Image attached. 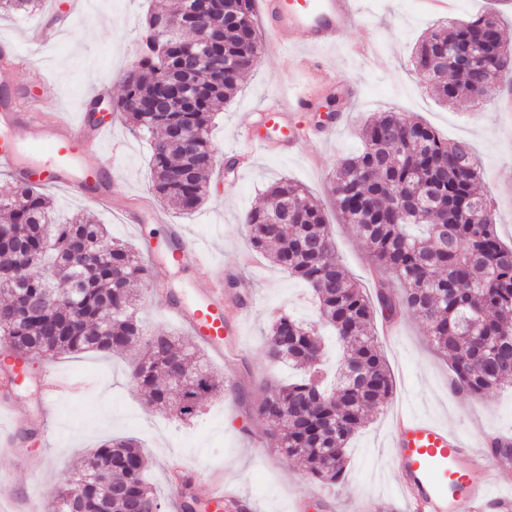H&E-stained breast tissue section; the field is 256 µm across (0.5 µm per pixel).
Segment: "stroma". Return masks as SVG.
<instances>
[{"label": "stroma", "mask_w": 512, "mask_h": 512, "mask_svg": "<svg viewBox=\"0 0 512 512\" xmlns=\"http://www.w3.org/2000/svg\"><path fill=\"white\" fill-rule=\"evenodd\" d=\"M95 3L86 18L52 34L41 56L44 74L65 90L62 98L41 104L48 118L81 112L90 101V91L99 85L106 90L105 101L117 102L122 95L150 0ZM370 18L364 29L349 32L324 54L330 66L356 84L358 93L333 137L310 141L292 156L258 154L242 172L228 174L215 168L202 208L191 216H170L173 223L185 226L189 236L213 243L215 277L229 283L239 271L254 283L256 297L251 304L229 311L241 319L242 335L238 341H225L223 360L208 361L219 381H233L235 393L208 399L200 416L186 425L150 408L133 388V353L88 351L34 360V372L50 368L61 382L87 377L93 386L87 398L59 399L50 435L32 439L17 432L15 422L36 415L41 396L33 386L13 390L15 413H0V485L30 491L38 498L41 512H46L64 477L86 454L105 441L132 437L147 457V479L163 499L168 496L167 470L180 462L223 471L225 483L256 500L257 512H290L298 498L305 499V512H355L361 501L370 503L371 512H406L387 454L393 411L444 422L473 443L490 429L512 432V386L481 396L450 390V363L433 346L422 319L412 313L399 317L395 337L380 342L394 379L393 394L351 439L344 480L324 484L309 479L297 460L280 453L277 436L250 413L252 403L263 395L264 381L295 376L287 367H272L266 356L273 312L285 309L308 318L313 305L303 283L284 276L265 255L252 249L244 217L250 208L261 205L264 190L279 178L301 184L324 210L337 260L367 294H374L369 252L353 226L342 221L331 185L337 159L358 146L357 132L374 113L400 112L431 125L443 137L470 143L484 169L478 190L494 203L498 234L504 244L512 246V111H504L493 96L468 98L453 106L442 104L418 78L412 66L414 47L422 33L437 23L422 9L421 0H373ZM363 43L388 59L386 69L373 67L359 54L357 47ZM295 59V52L273 51L243 76L241 92L219 107L213 130L217 154L236 146L244 112L287 92L289 85H299L312 95L308 120L319 121L321 113L328 111L327 91L313 73L297 68ZM116 142L125 145L115 165L118 203L150 196V145L133 136L120 115H113L112 139L94 154V161L105 160ZM50 196L59 221L85 213L136 249L152 241L157 248L150 265L153 278L164 280L177 298L186 297L193 273L168 258L161 225L144 224L136 229L120 223L112 212L63 191L51 190ZM44 455L53 458V465L30 473L25 459Z\"/></svg>", "instance_id": "obj_1"}]
</instances>
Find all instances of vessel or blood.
<instances>
[{"label": "vessel or blood", "mask_w": 512, "mask_h": 512, "mask_svg": "<svg viewBox=\"0 0 512 512\" xmlns=\"http://www.w3.org/2000/svg\"><path fill=\"white\" fill-rule=\"evenodd\" d=\"M256 4L272 49H298L301 64L320 67L330 87L340 86V76L326 66L323 52L334 46L354 22L368 18L362 0H256ZM15 100L12 74L0 70V168L20 182L52 186L76 193L86 202L111 206L117 191L112 164L88 160L90 153L99 150L110 124L92 128L85 120L70 122L62 118L49 123L41 113L19 111ZM308 106L306 94L293 90L266 107L245 113L239 125L242 142L251 151L267 150L268 138L258 134L265 127L278 132L289 151L300 150L304 132L294 126L292 118ZM121 212L129 224L163 225L175 260L196 269L192 300L186 304L167 302L163 308L212 356L223 358L225 339L239 335L241 327L224 320L226 293L223 281L210 275V245L189 237L180 225L166 220L149 204L125 206ZM38 388L50 406L64 392L74 399L84 398L91 383L75 378L64 387L47 370L39 376ZM496 443L511 445L512 435L487 432L476 448L443 424L402 411L396 413L389 441L390 462L409 512H478L491 500L492 470L498 464L492 454ZM172 490L180 512H249L251 508L244 496L204 468L191 471L173 484Z\"/></svg>", "instance_id": "obj_1"}]
</instances>
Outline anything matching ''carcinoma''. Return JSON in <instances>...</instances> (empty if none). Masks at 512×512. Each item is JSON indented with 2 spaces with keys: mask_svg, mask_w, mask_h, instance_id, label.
<instances>
[{
  "mask_svg": "<svg viewBox=\"0 0 512 512\" xmlns=\"http://www.w3.org/2000/svg\"><path fill=\"white\" fill-rule=\"evenodd\" d=\"M203 0H151L138 74L118 103L134 134L153 144L151 191L174 212L188 215L208 193L214 167L210 126L220 103L234 96L261 55L254 0H222L201 14ZM41 0H0V15L33 13ZM248 18L251 27L240 20ZM205 22L223 35L213 48L195 45L198 70L184 78L194 102L179 112L156 107L160 88L182 72L185 33ZM430 30L415 50V66L433 69L430 85L452 105L474 96L471 74L453 56L487 42L490 74L501 76V28L493 12ZM224 69V79H212ZM195 138L189 154L172 130ZM361 148L340 158L332 192L343 218L369 250L378 280L372 299L334 257L320 205L284 178L270 185L265 204L244 219L252 247L270 255L311 290L319 323L278 312L267 356L301 371L288 384L267 385L253 406L279 431L280 450L304 462L308 475L333 484L347 469L345 448L370 415L385 406L393 380L374 332L375 312L404 311L426 323L435 348L451 360L457 387L480 396L512 383V247L476 183L481 169L470 147L398 112H378L360 129ZM395 279L402 292L389 289ZM151 272L137 252L110 236L103 224L75 217L54 220L45 188L9 181L0 186V346L23 361L97 350L143 351L131 383L154 409L187 421L221 391L200 351L180 336L144 338L134 285ZM144 453L131 438L108 441L88 453L58 491L48 512H166L144 479Z\"/></svg>",
  "mask_w": 512,
  "mask_h": 512,
  "instance_id": "1",
  "label": "carcinoma"
}]
</instances>
